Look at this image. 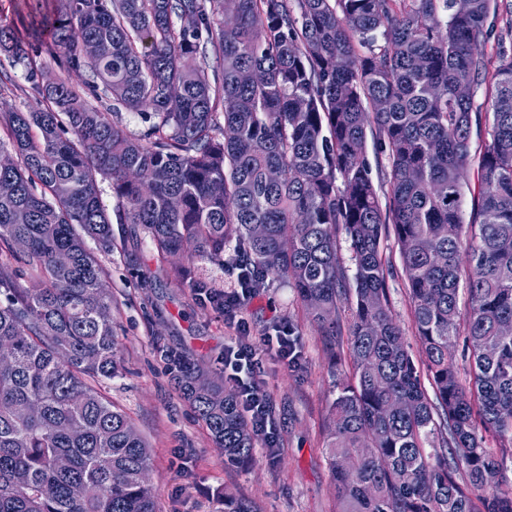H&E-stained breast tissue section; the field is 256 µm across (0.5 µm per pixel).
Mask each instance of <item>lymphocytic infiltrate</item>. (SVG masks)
Returning <instances> with one entry per match:
<instances>
[{"mask_svg":"<svg viewBox=\"0 0 512 512\" xmlns=\"http://www.w3.org/2000/svg\"><path fill=\"white\" fill-rule=\"evenodd\" d=\"M224 267L231 278L229 286L201 291L200 297L204 304L221 313L225 326L235 332L221 359L224 380L236 387L249 424L271 460L279 442L271 400L260 389L263 361L273 355L297 370L303 365V353L287 322H275L262 336H253L242 310L254 298L255 285L238 262H225Z\"/></svg>","mask_w":512,"mask_h":512,"instance_id":"obj_1","label":"lymphocytic infiltrate"}]
</instances>
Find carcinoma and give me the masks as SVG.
Returning <instances> with one entry per match:
<instances>
[{
  "label": "carcinoma",
  "instance_id": "cac0c4a2",
  "mask_svg": "<svg viewBox=\"0 0 512 512\" xmlns=\"http://www.w3.org/2000/svg\"><path fill=\"white\" fill-rule=\"evenodd\" d=\"M60 3L40 35L64 68L153 122L137 138L32 69L47 107L5 120L0 155L13 162L0 167L11 186L0 193V243L23 244L13 259L34 283L0 263V512H157L148 445L102 391L122 365L105 271L86 242L112 247L100 177L161 257L236 258L262 281L288 282L330 345L348 307L352 374L325 426L334 512H512V54L492 67L485 53L504 0ZM88 42L92 56L81 52ZM0 53L28 58L4 25ZM485 79L490 139L474 154L473 96L458 90ZM370 136L390 164L386 208ZM390 225L423 372L390 306ZM174 271L182 287H208L186 265ZM460 340L468 386L449 348ZM182 383L224 462H249L255 438L224 378L190 364ZM223 502L257 512L227 488Z\"/></svg>",
  "mask_w": 512,
  "mask_h": 512
}]
</instances>
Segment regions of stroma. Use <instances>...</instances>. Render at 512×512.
Segmentation results:
<instances>
[{
	"label": "stroma",
	"mask_w": 512,
	"mask_h": 512,
	"mask_svg": "<svg viewBox=\"0 0 512 512\" xmlns=\"http://www.w3.org/2000/svg\"><path fill=\"white\" fill-rule=\"evenodd\" d=\"M56 6V0H0V25L15 29L39 72L81 87L88 74L68 75L60 53L47 51L26 34L27 25ZM25 74L23 65L0 54L1 115L45 108ZM99 189L112 221V247L97 256L107 273L124 365L121 376L105 383L104 392L149 445L159 512H218L217 497L227 488L252 501L258 512H332L323 428L335 380L352 372L347 336H340L342 351L333 355L294 288L272 278L257 288L243 310L253 335L261 336L272 322L289 321L299 332L305 363L299 371L275 359L264 363L261 390L275 410L277 460L268 462L258 446L248 464L225 465L223 450L182 396L174 359L186 356L220 369L232 332L223 315L201 306L190 289L176 284L175 259L160 257L138 226L122 223L110 179H100ZM381 251L389 268L393 315L414 357H421L394 234L384 237Z\"/></svg>",
	"instance_id": "stroma-1"
}]
</instances>
